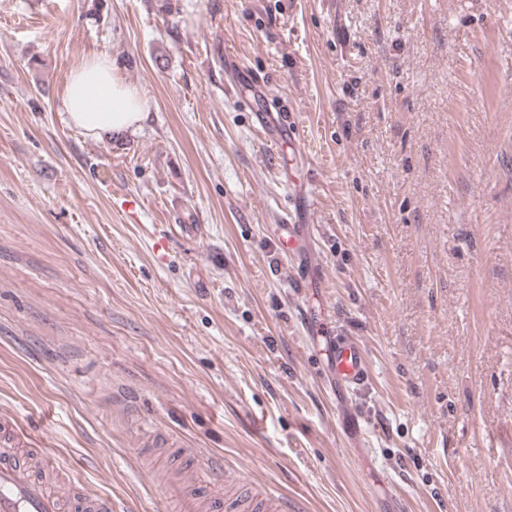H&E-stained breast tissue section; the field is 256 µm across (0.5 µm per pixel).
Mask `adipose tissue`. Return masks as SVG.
<instances>
[{
	"label": "adipose tissue",
	"instance_id": "ef3b65f1",
	"mask_svg": "<svg viewBox=\"0 0 512 512\" xmlns=\"http://www.w3.org/2000/svg\"><path fill=\"white\" fill-rule=\"evenodd\" d=\"M62 106L69 122L93 139L123 137L149 117L147 100L120 78L105 54L93 55L71 71Z\"/></svg>",
	"mask_w": 512,
	"mask_h": 512
}]
</instances>
